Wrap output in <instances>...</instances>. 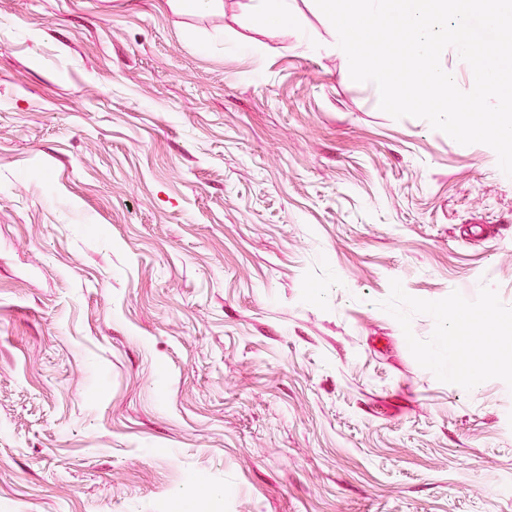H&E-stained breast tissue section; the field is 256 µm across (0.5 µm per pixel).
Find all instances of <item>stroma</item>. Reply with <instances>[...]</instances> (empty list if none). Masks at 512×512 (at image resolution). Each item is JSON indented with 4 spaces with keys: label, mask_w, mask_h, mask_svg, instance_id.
Segmentation results:
<instances>
[{
    "label": "stroma",
    "mask_w": 512,
    "mask_h": 512,
    "mask_svg": "<svg viewBox=\"0 0 512 512\" xmlns=\"http://www.w3.org/2000/svg\"><path fill=\"white\" fill-rule=\"evenodd\" d=\"M291 4L0 0V512H512V178ZM264 2L258 19L279 30L288 33L296 29V17L288 0H261Z\"/></svg>",
    "instance_id": "35a3bbf8"
}]
</instances>
